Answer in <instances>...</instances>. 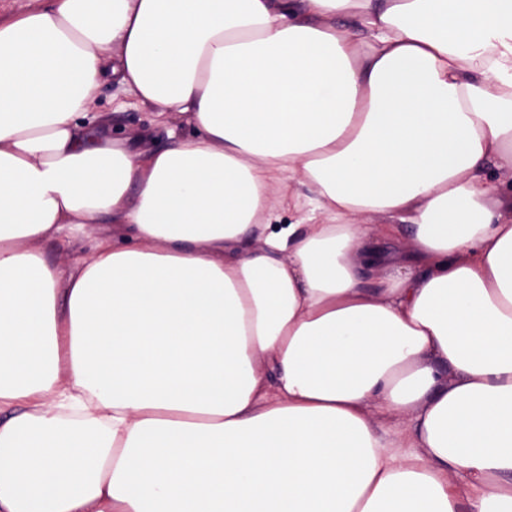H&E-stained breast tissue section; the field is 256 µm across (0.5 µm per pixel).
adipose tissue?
Here are the masks:
<instances>
[{
    "mask_svg": "<svg viewBox=\"0 0 512 512\" xmlns=\"http://www.w3.org/2000/svg\"><path fill=\"white\" fill-rule=\"evenodd\" d=\"M105 78L194 135H111ZM492 165L512 172V0L0 20V512H512ZM105 220L122 238L59 288L38 243Z\"/></svg>",
    "mask_w": 512,
    "mask_h": 512,
    "instance_id": "ef3b65f1",
    "label": "adipose tissue"
}]
</instances>
